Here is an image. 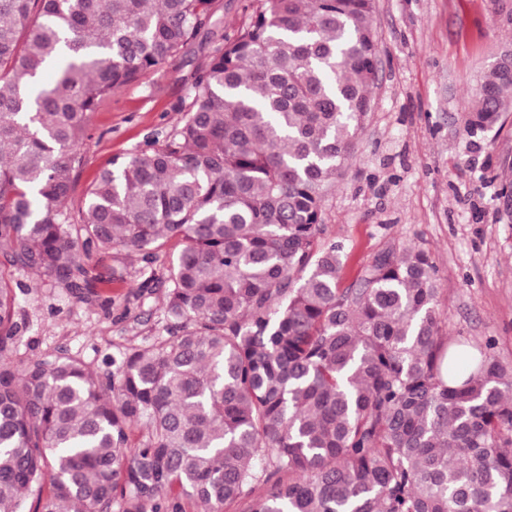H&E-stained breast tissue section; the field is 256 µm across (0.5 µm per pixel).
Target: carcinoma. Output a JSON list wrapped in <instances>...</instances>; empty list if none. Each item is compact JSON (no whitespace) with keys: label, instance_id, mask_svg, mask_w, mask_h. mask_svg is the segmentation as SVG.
Masks as SVG:
<instances>
[{"label":"carcinoma","instance_id":"obj_1","mask_svg":"<svg viewBox=\"0 0 512 512\" xmlns=\"http://www.w3.org/2000/svg\"><path fill=\"white\" fill-rule=\"evenodd\" d=\"M374 0H0V257L85 295L90 252L173 247L165 336L102 375L60 350L18 366L0 273V512H512V364L442 332L417 247L342 287L319 243L377 83ZM185 120L67 204L89 115L200 35ZM56 66L51 83L43 72ZM512 115V41L470 132ZM140 429L133 438L134 429ZM256 0H215L217 15L224 21V35L232 37L248 21Z\"/></svg>","mask_w":512,"mask_h":512}]
</instances>
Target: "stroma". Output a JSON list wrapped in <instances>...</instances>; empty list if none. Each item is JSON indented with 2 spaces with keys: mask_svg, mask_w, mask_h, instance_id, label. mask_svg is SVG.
Returning a JSON list of instances; mask_svg holds the SVG:
<instances>
[{
  "mask_svg": "<svg viewBox=\"0 0 512 512\" xmlns=\"http://www.w3.org/2000/svg\"><path fill=\"white\" fill-rule=\"evenodd\" d=\"M512 0H376L381 73L355 158L325 201L323 242L341 244L344 283L386 246L431 254L441 288L444 333L483 342L512 362V218L497 195L512 177V120L470 134L484 71L512 38ZM205 59L193 48L102 102L91 113L68 203L78 214L86 188L113 157L160 139L185 114L187 79ZM96 286L76 298L53 280L12 269L18 357L65 349L96 372L113 357L163 335L167 257L153 271L117 248L91 253Z\"/></svg>",
  "mask_w": 512,
  "mask_h": 512,
  "instance_id": "1",
  "label": "stroma"
}]
</instances>
